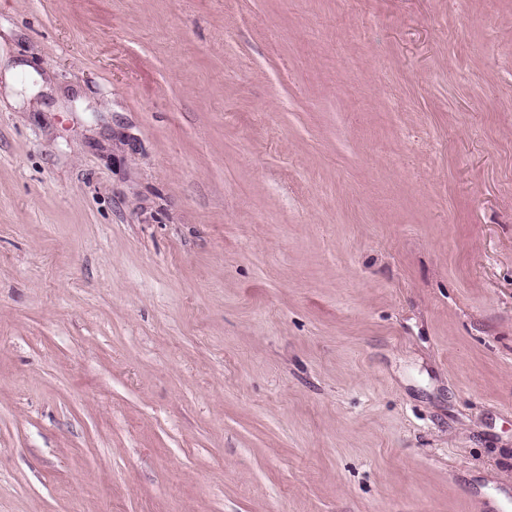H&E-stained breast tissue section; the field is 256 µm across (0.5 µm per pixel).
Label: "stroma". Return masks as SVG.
Here are the masks:
<instances>
[{
  "instance_id": "obj_1",
  "label": "stroma",
  "mask_w": 512,
  "mask_h": 512,
  "mask_svg": "<svg viewBox=\"0 0 512 512\" xmlns=\"http://www.w3.org/2000/svg\"><path fill=\"white\" fill-rule=\"evenodd\" d=\"M512 512V0H0V512Z\"/></svg>"
}]
</instances>
